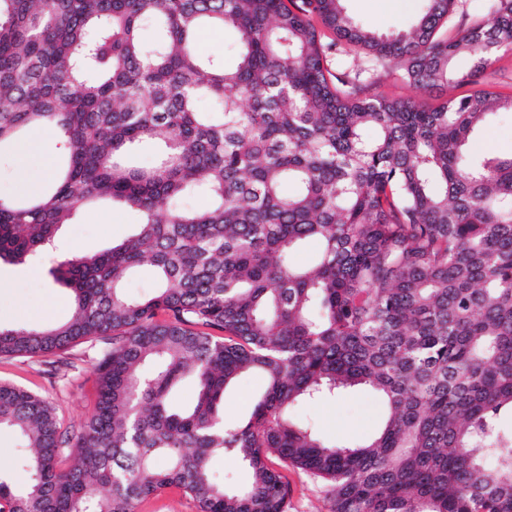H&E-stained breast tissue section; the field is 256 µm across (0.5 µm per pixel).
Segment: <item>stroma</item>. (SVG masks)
<instances>
[{
  "label": "stroma",
  "instance_id": "35a3bbf8",
  "mask_svg": "<svg viewBox=\"0 0 512 512\" xmlns=\"http://www.w3.org/2000/svg\"><path fill=\"white\" fill-rule=\"evenodd\" d=\"M356 21L382 35L409 24L420 12V0H348ZM375 93L396 99L412 98L429 104L455 94L448 85L432 91H417L398 73L381 69L373 75ZM475 153L512 156V118L503 117L486 124L475 138ZM140 222L138 212L102 202L82 209L74 223L64 225L57 237L53 256H37L30 265L0 264V326L52 325L67 320L72 313L70 290L56 283L49 273L53 259L103 251L130 237ZM90 347L74 348L73 370L56 376L45 374L43 357L0 359V382L11 383L49 400L65 428H80L92 407L95 389ZM262 373L251 372L231 384L224 393V418L246 420L256 398L265 390ZM301 418L312 424L328 440L359 442L378 432L384 417L380 395L359 387L333 400H322L299 408ZM291 495L288 512H330L323 483L306 473L285 469Z\"/></svg>",
  "mask_w": 512,
  "mask_h": 512
}]
</instances>
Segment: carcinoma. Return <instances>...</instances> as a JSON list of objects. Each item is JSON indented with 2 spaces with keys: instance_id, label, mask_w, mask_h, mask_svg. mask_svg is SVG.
Segmentation results:
<instances>
[{
  "instance_id": "1",
  "label": "carcinoma",
  "mask_w": 512,
  "mask_h": 512,
  "mask_svg": "<svg viewBox=\"0 0 512 512\" xmlns=\"http://www.w3.org/2000/svg\"><path fill=\"white\" fill-rule=\"evenodd\" d=\"M344 2L0 0V148L34 130L66 143L50 187L0 197V262L25 263L97 201L142 217L112 248L51 267L68 321L0 327L1 359L91 343L97 386L71 433L45 398L0 383V430L25 440L30 472L23 487L0 472V512H136L167 489L199 512H288L272 456L323 482L330 512H512V157L470 149L512 113V95L481 82L512 47V0L452 37L455 0H422L390 36ZM217 27L236 32L231 66L197 49ZM341 44L417 89L473 91L434 106L372 94L331 70ZM460 54L472 66L455 73ZM143 141L162 146L148 167L133 158ZM197 191L208 207L183 204ZM307 241L318 254L297 266ZM142 266L156 288L133 298ZM250 371L266 391L247 423L226 422L224 391ZM188 378L195 399L176 407ZM356 386L385 407L361 443L293 416ZM217 453L250 482L216 481Z\"/></svg>"
}]
</instances>
